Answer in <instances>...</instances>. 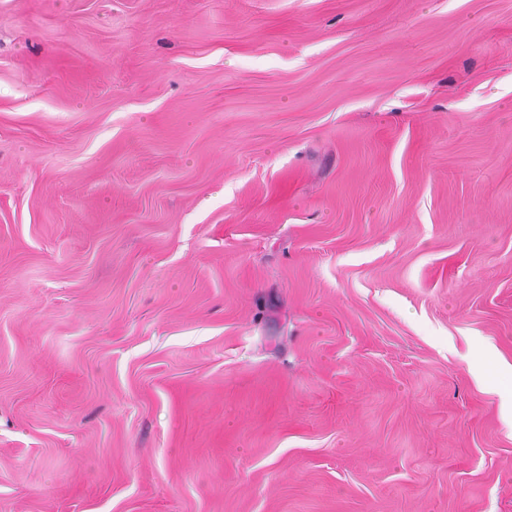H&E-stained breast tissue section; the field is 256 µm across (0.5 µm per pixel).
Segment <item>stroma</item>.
Wrapping results in <instances>:
<instances>
[{"mask_svg": "<svg viewBox=\"0 0 512 512\" xmlns=\"http://www.w3.org/2000/svg\"><path fill=\"white\" fill-rule=\"evenodd\" d=\"M512 0H0V512H512Z\"/></svg>", "mask_w": 512, "mask_h": 512, "instance_id": "35a3bbf8", "label": "stroma"}]
</instances>
